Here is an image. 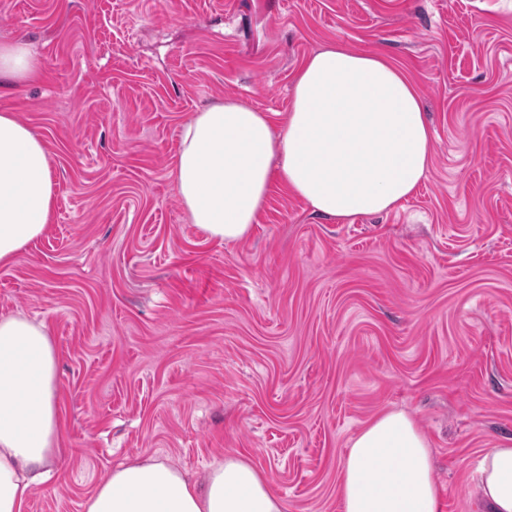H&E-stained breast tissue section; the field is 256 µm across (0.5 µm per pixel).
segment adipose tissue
Masks as SVG:
<instances>
[{"label": "adipose tissue", "mask_w": 512, "mask_h": 512, "mask_svg": "<svg viewBox=\"0 0 512 512\" xmlns=\"http://www.w3.org/2000/svg\"><path fill=\"white\" fill-rule=\"evenodd\" d=\"M21 42L0 43V86L36 76ZM431 127L417 89L392 59L338 45L297 71L282 126L234 98L181 127L173 176L191 223L227 242L247 237L273 183L312 213L347 218L393 210L430 165ZM54 183L40 137L0 114V265L41 237ZM58 355L43 324L0 316V512H24L59 446ZM478 489L489 512H512V445L486 453ZM340 512H440L432 452L409 415L366 425L340 461ZM84 512H284L266 475L228 456L202 483L150 457L101 481Z\"/></svg>", "instance_id": "ef3b65f1"}]
</instances>
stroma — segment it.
I'll return each mask as SVG.
<instances>
[{"label": "stroma", "instance_id": "35a3bbf8", "mask_svg": "<svg viewBox=\"0 0 512 512\" xmlns=\"http://www.w3.org/2000/svg\"><path fill=\"white\" fill-rule=\"evenodd\" d=\"M36 78L0 89L45 145L46 232L0 266V316L45 325L61 450L25 512H84L123 463L191 480L235 455L285 512H339V463L407 412L441 512L512 442V0H0ZM341 45L415 83L431 165L390 212L312 214L274 185L242 241L191 224L182 125L235 98L281 124L296 72Z\"/></svg>", "mask_w": 512, "mask_h": 512}]
</instances>
